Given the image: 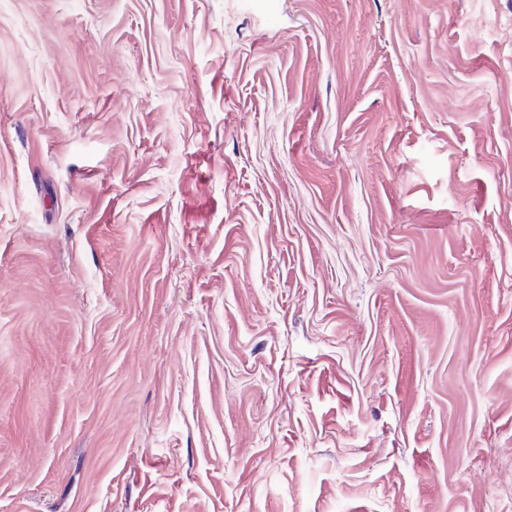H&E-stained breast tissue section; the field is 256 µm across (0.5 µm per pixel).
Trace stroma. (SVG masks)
I'll use <instances>...</instances> for the list:
<instances>
[{
    "label": "stroma",
    "mask_w": 512,
    "mask_h": 512,
    "mask_svg": "<svg viewBox=\"0 0 512 512\" xmlns=\"http://www.w3.org/2000/svg\"><path fill=\"white\" fill-rule=\"evenodd\" d=\"M0 512H512V0H0Z\"/></svg>",
    "instance_id": "stroma-1"
}]
</instances>
